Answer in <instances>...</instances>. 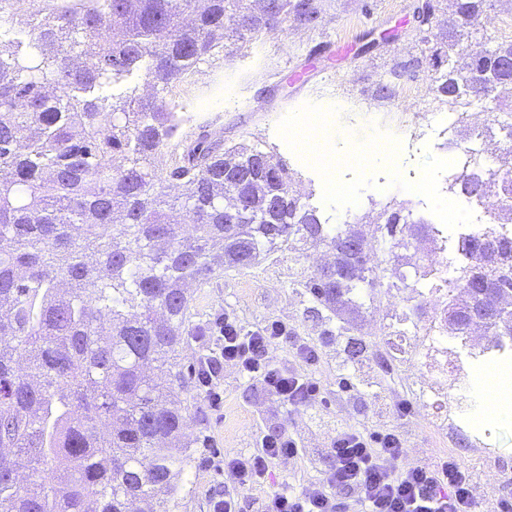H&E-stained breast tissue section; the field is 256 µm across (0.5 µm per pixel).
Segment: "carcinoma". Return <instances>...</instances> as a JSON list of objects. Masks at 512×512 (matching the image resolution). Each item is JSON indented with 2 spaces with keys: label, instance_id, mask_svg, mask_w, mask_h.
Here are the masks:
<instances>
[{
  "label": "carcinoma",
  "instance_id": "carcinoma-1",
  "mask_svg": "<svg viewBox=\"0 0 512 512\" xmlns=\"http://www.w3.org/2000/svg\"><path fill=\"white\" fill-rule=\"evenodd\" d=\"M32 2L0 31V512H173L190 447L178 399L189 389L174 364L193 331L187 285L285 247L325 249L333 262L299 282L305 314L344 336L365 302L418 294V278H388L386 264L419 273L431 227L389 204L376 243L349 255L356 230L322 218L271 155L226 148L205 126L173 145L175 107L136 95L141 80L166 91L226 39L253 41L304 5L320 14L321 0H261L257 11L243 0ZM488 7L449 0L437 33L448 69L429 92L493 103L490 76L512 93V40L453 60ZM423 63L397 61L391 74ZM489 113L485 136L496 125L511 140L449 185L479 202L493 184L512 193V113ZM507 224L504 201L466 241L448 303L466 306L479 280L512 291ZM371 356L350 338L349 361Z\"/></svg>",
  "mask_w": 512,
  "mask_h": 512
}]
</instances>
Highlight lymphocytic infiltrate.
I'll return each mask as SVG.
<instances>
[{"label": "lymphocytic infiltrate", "mask_w": 512, "mask_h": 512, "mask_svg": "<svg viewBox=\"0 0 512 512\" xmlns=\"http://www.w3.org/2000/svg\"><path fill=\"white\" fill-rule=\"evenodd\" d=\"M213 332L216 346L194 370L212 407L223 402L215 378L227 363L240 379L262 380L288 417L305 415L322 402L321 386L310 372L320 360L319 350L284 322L268 319L247 326L227 310L215 318ZM280 344L288 345L294 365L271 361L270 349ZM392 413L394 424L377 431L337 426L319 477L267 493L260 512H482L473 471L451 456L408 461L402 429L414 408L397 400ZM301 454L302 440L294 428L276 435L256 431L250 453L225 458L224 469L233 475L236 488L213 498L209 512H240L239 490L262 484L273 468Z\"/></svg>", "instance_id": "lymphocytic-infiltrate-1"}]
</instances>
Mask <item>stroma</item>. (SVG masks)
<instances>
[{"mask_svg":"<svg viewBox=\"0 0 512 512\" xmlns=\"http://www.w3.org/2000/svg\"><path fill=\"white\" fill-rule=\"evenodd\" d=\"M417 0H325L316 30L285 23L257 40L236 45L232 54L216 55L201 63L163 94L180 111L189 113L177 140H190L202 126L223 130L226 146L240 143L269 152L288 167L301 192L315 206L335 215L336 203L328 199L318 168L289 148L284 131L297 127L309 108L330 111L321 131L330 153L347 158L370 140L401 138L407 115L448 108L446 98L429 93L433 70L414 79L416 94L396 88L388 99L376 98L379 85L389 78L392 65L421 54H432L441 44L427 32L414 14ZM456 152L450 145L423 147L413 167L429 181L430 195L417 202L401 190L404 159L378 155L363 164L344 166L356 191L362 215L375 218L388 202L403 204L428 223H440L454 195L447 188ZM383 178L385 191L373 195L374 179ZM319 258L295 259L287 252L243 274L233 270L214 276L208 284L192 288V321L207 328L223 310H233L248 325L269 318L284 321L296 335L314 343L321 361L314 374L325 389V399L307 418L296 420L303 441L300 461L283 465L291 483L314 480L322 465V451L333 438L337 420L374 425L378 412L373 402L360 395L337 393L340 374L358 379L353 367L338 371L346 359V337L323 335L320 321L305 317L308 306L297 280L319 265ZM224 404L212 410L199 388H192L187 434L194 445L181 477V493L175 512H208L213 497L232 488L230 473L213 466L215 457L248 452L254 427L277 433L284 427L280 404L257 380L240 381L232 365L218 373ZM410 455L428 458L452 455L474 472L488 460H496L503 478L492 484L477 482L478 495L487 502L512 500V418L501 422L492 447H480L472 430L449 427L447 434L428 430L423 410H416L407 424Z\"/></svg>","mask_w":512,"mask_h":512,"instance_id":"35a3bbf8","label":"stroma"}]
</instances>
